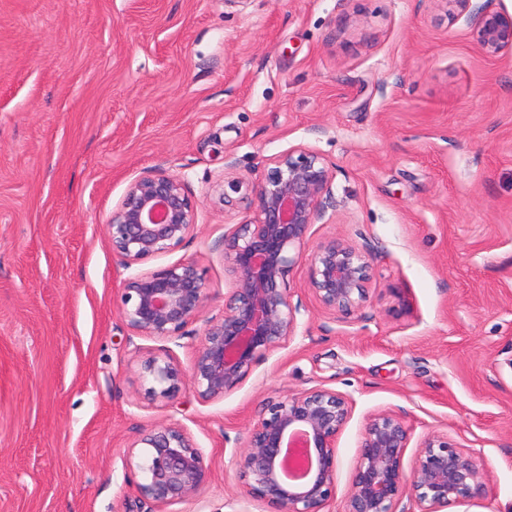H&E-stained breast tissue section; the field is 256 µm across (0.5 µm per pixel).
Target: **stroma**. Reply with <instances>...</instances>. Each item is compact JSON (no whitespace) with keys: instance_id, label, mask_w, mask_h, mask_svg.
I'll return each mask as SVG.
<instances>
[{"instance_id":"stroma-1","label":"stroma","mask_w":512,"mask_h":512,"mask_svg":"<svg viewBox=\"0 0 512 512\" xmlns=\"http://www.w3.org/2000/svg\"><path fill=\"white\" fill-rule=\"evenodd\" d=\"M439 0H0V512H151L126 464L141 429L184 427L211 478L169 512H262L237 459L267 395L352 398L329 512H344L368 415L447 433L512 512V49ZM304 145L333 167L337 236L370 248L369 303L343 319L285 278L301 330L221 399L149 400L124 270L105 225L155 168L198 206L192 237L141 263L195 261L209 299L172 352L189 368L221 313L224 159L257 181Z\"/></svg>"}]
</instances>
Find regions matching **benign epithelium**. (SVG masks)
Wrapping results in <instances>:
<instances>
[{
	"instance_id": "benign-epithelium-1",
	"label": "benign epithelium",
	"mask_w": 512,
	"mask_h": 512,
	"mask_svg": "<svg viewBox=\"0 0 512 512\" xmlns=\"http://www.w3.org/2000/svg\"><path fill=\"white\" fill-rule=\"evenodd\" d=\"M442 2L454 18L474 13L472 0ZM476 13L485 55L512 46V14L487 8ZM333 179L321 154L296 146L270 158L258 181L233 178L218 191L224 206L233 208V195L240 194L253 213L224 232L229 288L222 314L207 321L188 371L168 348L142 361L147 397L173 399L184 384L212 400L237 388L259 359L296 335L300 306L292 303L284 278L303 261L308 292L323 310L348 318L365 307L370 253L336 237L309 246L312 224L336 207ZM197 224V205L184 183L156 168L130 181L105 228L112 253L129 269L175 250ZM208 299L197 264L185 261L127 278L120 314L133 335L174 342ZM352 411L350 398L320 385L264 399L237 463L244 498L261 503L264 512H325L336 490V437ZM410 441L401 415L384 411L366 419L345 512H397L404 498L410 512H444L485 494L474 457L448 434H427L407 467ZM127 462L141 474L137 490L155 512L197 498L210 479L204 453L175 423L141 430Z\"/></svg>"
}]
</instances>
